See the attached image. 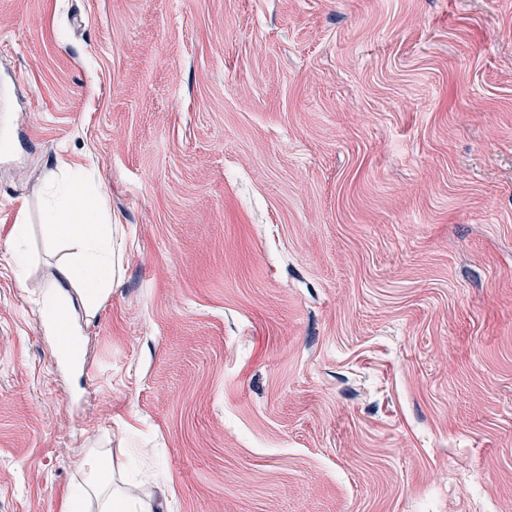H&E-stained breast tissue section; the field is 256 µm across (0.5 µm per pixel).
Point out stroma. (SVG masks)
Segmentation results:
<instances>
[{
    "label": "stroma",
    "mask_w": 512,
    "mask_h": 512,
    "mask_svg": "<svg viewBox=\"0 0 512 512\" xmlns=\"http://www.w3.org/2000/svg\"><path fill=\"white\" fill-rule=\"evenodd\" d=\"M63 162L125 239L65 345ZM94 448L151 512H512V0H0V512ZM28 231L29 225L25 224L24 220H19L17 224H14L11 231L12 252L10 257L17 269H23L27 262L26 254L21 249V245L27 238Z\"/></svg>",
    "instance_id": "35a3bbf8"
}]
</instances>
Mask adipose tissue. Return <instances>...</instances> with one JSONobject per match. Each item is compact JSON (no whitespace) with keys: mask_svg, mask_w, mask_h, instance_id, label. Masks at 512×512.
<instances>
[{"mask_svg":"<svg viewBox=\"0 0 512 512\" xmlns=\"http://www.w3.org/2000/svg\"><path fill=\"white\" fill-rule=\"evenodd\" d=\"M64 173L68 181L52 194L45 212V233L51 243L67 240L73 254L47 287L45 315L51 322L63 319L73 288L81 289L87 313L96 311L120 270L123 246L117 229L104 221L99 194L86 188L83 169L69 165ZM80 467L84 480L71 494L65 512H86L92 502L98 503L100 512H136L135 497L114 488L106 455L91 451Z\"/></svg>","mask_w":512,"mask_h":512,"instance_id":"adipose-tissue-1","label":"adipose tissue"}]
</instances>
